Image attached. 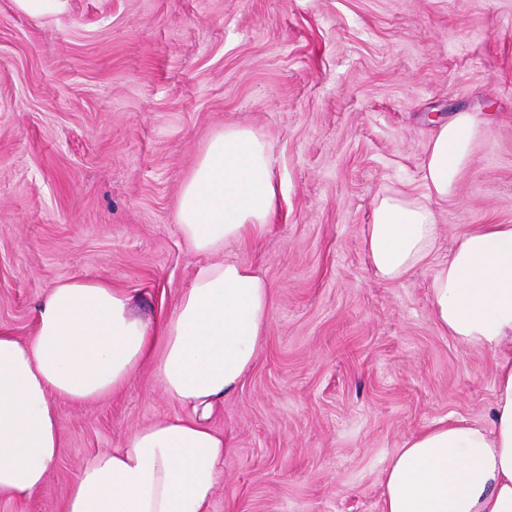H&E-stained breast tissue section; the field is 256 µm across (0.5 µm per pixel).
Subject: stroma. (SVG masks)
<instances>
[{
	"label": "stroma",
	"instance_id": "1",
	"mask_svg": "<svg viewBox=\"0 0 512 512\" xmlns=\"http://www.w3.org/2000/svg\"><path fill=\"white\" fill-rule=\"evenodd\" d=\"M479 135L435 204L432 262L399 282L363 233L385 187L425 192L429 115ZM265 135L272 232L223 256L271 289L255 367L217 406L228 440L211 512H381L382 474L432 420L489 425L497 363L438 328L430 282L459 237L512 224V0H0V330L20 340L50 288L98 279L169 316L202 256L179 192L224 126ZM57 466L0 512H60L92 453L175 414L151 366L100 402H60Z\"/></svg>",
	"mask_w": 512,
	"mask_h": 512
}]
</instances>
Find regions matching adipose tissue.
I'll return each instance as SVG.
<instances>
[{"label":"adipose tissue","mask_w":512,"mask_h":512,"mask_svg":"<svg viewBox=\"0 0 512 512\" xmlns=\"http://www.w3.org/2000/svg\"><path fill=\"white\" fill-rule=\"evenodd\" d=\"M475 135L471 115L458 113L427 145L424 195L374 196L363 243L380 278L403 280L433 254L440 230L432 204L454 194ZM279 192L265 137L225 126L181 188L178 227L187 248L209 261L170 316L145 322L124 290L70 279L37 305L29 340L0 332V499L27 500L45 485L62 446L59 401L104 400L149 363L179 413L95 452L62 512H210L227 446L211 415L255 366L271 308L259 272L211 256L268 235ZM430 291L438 327L459 343L512 341V224L462 235ZM383 487L382 512H512V359L497 365L490 427L434 420L395 451Z\"/></svg>","instance_id":"1"}]
</instances>
